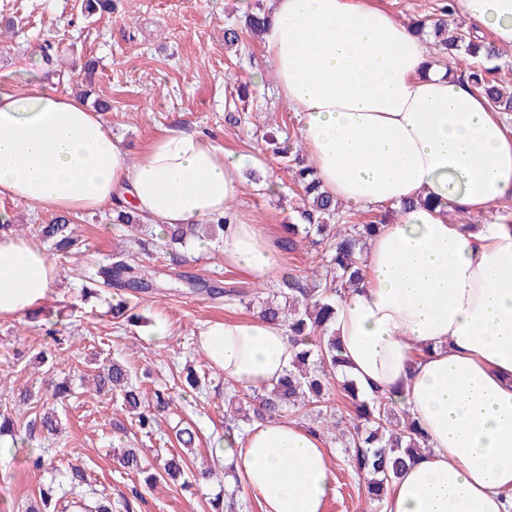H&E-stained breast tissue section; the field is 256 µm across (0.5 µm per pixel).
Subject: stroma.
I'll return each instance as SVG.
<instances>
[{
  "label": "stroma",
  "instance_id": "1",
  "mask_svg": "<svg viewBox=\"0 0 512 512\" xmlns=\"http://www.w3.org/2000/svg\"><path fill=\"white\" fill-rule=\"evenodd\" d=\"M269 0H115L111 14L85 18L79 0H0V89L24 93L39 85L53 92L72 91V73L94 61V96L110 100L103 119L121 139L130 156H137L166 129L193 124L211 135L226 152L264 151V134L295 133L296 120L279 98L273 80L255 83L252 72L264 63L262 41L247 40L240 49L224 45V28ZM59 47L54 66H46L41 48ZM266 173L276 181L245 178L243 193L232 213L241 223L261 225L272 243H280L291 221L295 198L289 173L274 157ZM113 205L72 218L80 239L77 254L51 253L58 272L56 285L40 315L0 317V412L18 423L16 450L0 457V512H27L39 505V489L53 483L64 499L91 501L103 496L112 512H213L214 502L235 491L239 512H263L222 462L212 455L224 435V399L230 392L221 373L213 370L195 343L207 323L247 320L254 308L183 286L187 277L228 283L252 292V279L225 263L220 248L168 255L154 251L138 262L162 281V288L130 295L139 320L126 325L114 319L109 292L87 297L82 286L96 266L123 248L122 232L112 222ZM0 214L15 224L17 234L37 239V227L51 221L52 210L0 198ZM165 324L166 341L150 334ZM125 362L152 407L156 425L152 438L139 432L120 398L97 393L92 383L96 367L112 360ZM200 378L199 389L185 383L188 372ZM67 383L71 394L55 402V384ZM30 390L22 404L19 393ZM169 394L157 405L156 392ZM56 405L58 433L45 437L33 421L37 408ZM189 429L196 466H208L212 478L184 487L180 481L145 484L117 461V451L156 449L182 451L176 434ZM335 477L328 512H377L364 485L352 472L341 449L324 443ZM42 450L53 472L32 468L29 450ZM84 469L82 484L70 480V466Z\"/></svg>",
  "mask_w": 512,
  "mask_h": 512
}]
</instances>
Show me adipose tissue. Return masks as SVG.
<instances>
[{
    "mask_svg": "<svg viewBox=\"0 0 512 512\" xmlns=\"http://www.w3.org/2000/svg\"><path fill=\"white\" fill-rule=\"evenodd\" d=\"M268 68L315 174L355 211L397 210L368 241L365 276L334 324L361 393L407 407L428 451L391 487L384 512H512V230L470 214L512 200V132L485 98L392 13L361 0H271ZM512 45V0H456ZM258 154L172 128L130 160L78 97L0 89V197L77 214L131 203L158 224L226 217ZM225 262L271 279L280 253L257 224L228 220ZM57 270L35 240L0 235V317L37 310ZM197 344L225 380L261 390L288 368L284 328L256 316L215 321ZM263 512H326L334 475L316 432L280 417L219 442Z\"/></svg>",
    "mask_w": 512,
    "mask_h": 512,
    "instance_id": "obj_1",
    "label": "adipose tissue"
}]
</instances>
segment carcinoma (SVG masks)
I'll use <instances>...</instances> for the list:
<instances>
[{
    "instance_id": "carcinoma-1",
    "label": "carcinoma",
    "mask_w": 512,
    "mask_h": 512,
    "mask_svg": "<svg viewBox=\"0 0 512 512\" xmlns=\"http://www.w3.org/2000/svg\"><path fill=\"white\" fill-rule=\"evenodd\" d=\"M81 11L89 16L110 13L112 0H82ZM455 12L454 0H442L439 7L442 18L432 24L421 18L411 28L421 36L426 27H432L434 60L440 64L448 61L456 66L465 65L461 75L485 96L492 110L511 114L512 92L496 76L500 70L497 61L506 51L461 24L448 27L447 17ZM266 21V10L256 8L246 15L243 26L225 27V45L242 43L248 36H261ZM271 146L273 154L286 163L293 183L302 193L301 202L293 207L294 223L288 225V236L281 240V247L293 251L298 243L307 241L312 267L310 274L291 276L282 283L279 294L288 302L287 307L266 300L261 302L259 314L281 324L299 351L292 367L273 387L250 392L235 388L229 402L252 408V421L257 423L287 414L310 417L320 423L336 447L344 450L353 471L366 478V492L381 509L390 487L407 464L426 451L427 440L409 411L393 407L382 395L362 400L353 382L337 381L335 372L343 366L344 358L329 329L336 318L337 303L363 279L362 248L382 223V216L365 224L357 214L340 211L339 204L321 190L313 168L303 165L302 147L297 141L286 137ZM116 222L129 240L142 247L146 246V239L154 237L153 225L130 206L117 211ZM226 223L224 217L209 224H166L161 230L162 240L170 248H184L199 236L220 244ZM37 231L62 255L72 253L76 245L70 219L65 216L39 225ZM89 280L95 286L119 292L156 287L139 266L124 260L99 266ZM186 287L192 293L204 292L213 299L223 297L242 303L247 297L246 292L235 287L223 288L201 279H186ZM95 388L99 393L119 395L128 411L136 415L139 430L146 435L152 433L154 414L142 408L139 391L127 366L112 361L96 376ZM39 421L48 434L58 432L60 418L55 408H45ZM118 461L144 475L146 483L156 481V474L145 467L135 450H125ZM185 464L179 453H170L163 461V471L171 478L185 476Z\"/></svg>"
}]
</instances>
